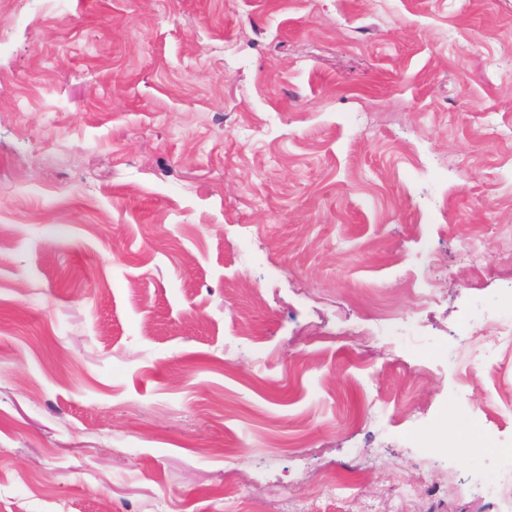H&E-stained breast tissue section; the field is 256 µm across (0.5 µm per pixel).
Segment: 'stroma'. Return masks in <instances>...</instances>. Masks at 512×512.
Returning a JSON list of instances; mask_svg holds the SVG:
<instances>
[{
	"label": "stroma",
	"mask_w": 512,
	"mask_h": 512,
	"mask_svg": "<svg viewBox=\"0 0 512 512\" xmlns=\"http://www.w3.org/2000/svg\"><path fill=\"white\" fill-rule=\"evenodd\" d=\"M63 6L0 7V512H504L512 0ZM481 339L467 351L468 359H481L510 353L512 355V319L505 320L497 313L487 314L481 325Z\"/></svg>",
	"instance_id": "stroma-1"
}]
</instances>
